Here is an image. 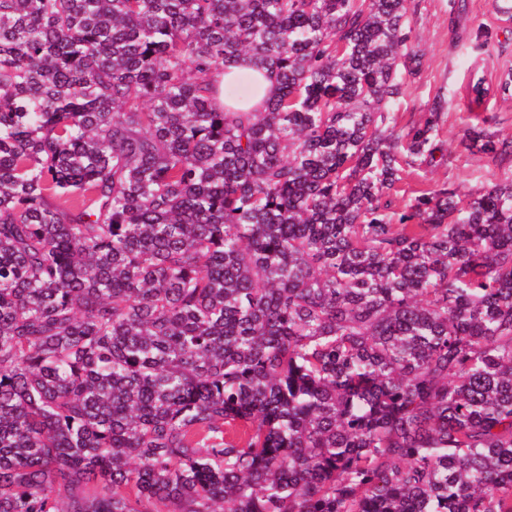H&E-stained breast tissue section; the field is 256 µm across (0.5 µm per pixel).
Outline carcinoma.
I'll list each match as a JSON object with an SVG mask.
<instances>
[{
    "mask_svg": "<svg viewBox=\"0 0 512 512\" xmlns=\"http://www.w3.org/2000/svg\"><path fill=\"white\" fill-rule=\"evenodd\" d=\"M408 2L0 0V512H512V179L392 223ZM227 78L232 80V84L248 78L251 85V88L247 85L245 90L247 97L244 100H247L248 103L246 105H230L235 110L258 112L262 109L265 101L277 92V84L273 77L254 72L245 61H240L232 67Z\"/></svg>",
    "mask_w": 512,
    "mask_h": 512,
    "instance_id": "carcinoma-1",
    "label": "carcinoma"
}]
</instances>
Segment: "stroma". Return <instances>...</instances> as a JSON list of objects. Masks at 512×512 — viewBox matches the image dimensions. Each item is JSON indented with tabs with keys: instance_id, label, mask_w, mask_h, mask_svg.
Segmentation results:
<instances>
[{
	"instance_id": "obj_1",
	"label": "stroma",
	"mask_w": 512,
	"mask_h": 512,
	"mask_svg": "<svg viewBox=\"0 0 512 512\" xmlns=\"http://www.w3.org/2000/svg\"><path fill=\"white\" fill-rule=\"evenodd\" d=\"M411 46L420 65L407 78L397 102L401 122L424 118L440 109V134L433 162L404 175V194L394 198V212H404L411 192L449 188L471 194L492 182L512 178V161H499L483 149L488 136L512 134V96L491 93L478 124L480 140L463 139L470 120L467 87L473 73L490 83L512 71V23L499 19L493 0H411Z\"/></svg>"
}]
</instances>
